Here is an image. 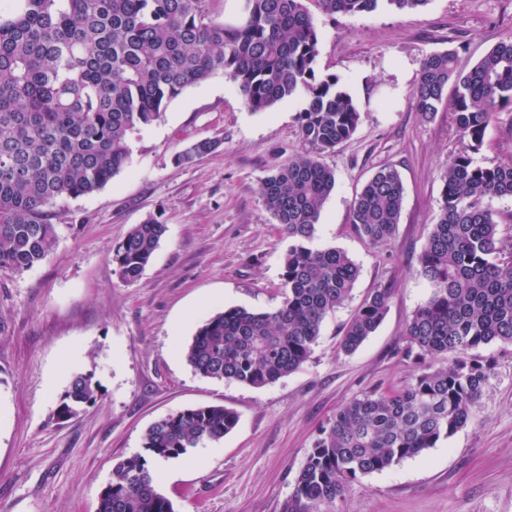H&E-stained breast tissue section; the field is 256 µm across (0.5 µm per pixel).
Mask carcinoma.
I'll return each instance as SVG.
<instances>
[{
	"instance_id": "obj_1",
	"label": "carcinoma",
	"mask_w": 512,
	"mask_h": 512,
	"mask_svg": "<svg viewBox=\"0 0 512 512\" xmlns=\"http://www.w3.org/2000/svg\"><path fill=\"white\" fill-rule=\"evenodd\" d=\"M330 16L357 15L386 4L414 11L429 0H245L242 15L220 18L215 0H9L0 8V268L26 271L57 242L53 209L94 193L130 156L129 138L159 120L190 85L222 74L251 112L291 99L303 142L333 150L356 130L360 113L335 74L317 69L319 36L307 2ZM430 119L451 102L462 145L443 176L438 219L419 256L431 287L406 327L405 355L422 360L403 389L368 393L337 410L322 428L295 479L283 512H335L351 483L433 448L470 423L491 367L469 352L512 343V259L489 197H512V161L477 163L497 112L512 106V34L469 70L453 50L421 61L413 90ZM219 147L192 143L188 164ZM335 171L316 155L288 158L259 192L291 244L283 259L282 301L271 312L232 307L195 332L186 357L204 377L263 387L309 358L325 317L345 302L359 269L342 250L314 245ZM404 186L387 166L364 184L351 206L358 236L376 246L397 230ZM166 233L154 218L112 246L115 272L140 276ZM392 290L377 288L343 329L341 347L357 350L387 312ZM99 384L76 374L55 417L66 421L95 402ZM238 423L224 406L181 410L152 423L144 453L116 465L97 512H175L152 466L218 442Z\"/></svg>"
}]
</instances>
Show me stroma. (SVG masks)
<instances>
[{
  "label": "stroma",
  "mask_w": 512,
  "mask_h": 512,
  "mask_svg": "<svg viewBox=\"0 0 512 512\" xmlns=\"http://www.w3.org/2000/svg\"><path fill=\"white\" fill-rule=\"evenodd\" d=\"M310 12L320 72L339 76L360 112L355 133L322 161L336 173L316 245L345 251L359 277L323 321L310 358L276 382L252 387L201 376L186 346L231 307L268 312L282 301L290 240L259 194L280 164L308 152L300 101L249 111L221 75L188 87L163 117L136 129L125 168L104 188L58 203L57 243L23 272L0 269V512H97L116 463L140 453L155 420L221 405L239 416L224 439L167 461L159 487L176 512H282L323 426L352 399L404 387L418 369L404 354L406 325L428 299L419 256L441 205L442 176L461 148L454 115L415 110L421 59L454 49L474 65L512 32V0H429L421 10L363 15ZM212 139L189 164L176 157ZM476 159H512V109L485 133ZM405 187L397 232L363 242L350 209L378 169ZM167 231L141 276L115 273L109 250L148 218ZM392 298L377 330L353 354L342 331L369 293ZM493 375L475 419L448 440L352 483L336 512H512V343L473 350ZM90 373L97 401L54 417L74 374Z\"/></svg>",
  "instance_id": "1"
}]
</instances>
